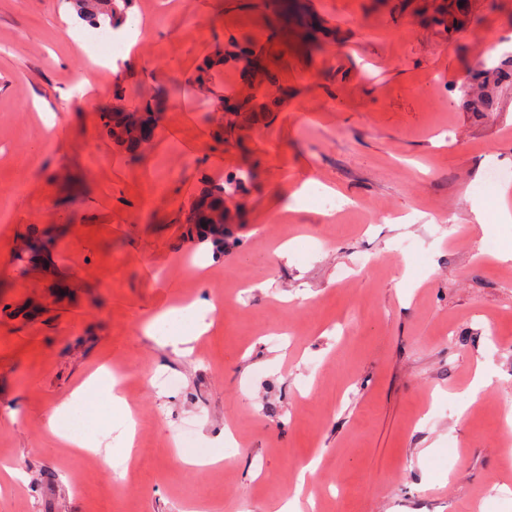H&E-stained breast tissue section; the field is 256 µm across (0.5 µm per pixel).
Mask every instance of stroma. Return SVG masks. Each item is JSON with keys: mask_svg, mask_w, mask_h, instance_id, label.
<instances>
[{"mask_svg": "<svg viewBox=\"0 0 512 512\" xmlns=\"http://www.w3.org/2000/svg\"><path fill=\"white\" fill-rule=\"evenodd\" d=\"M266 2L134 0L139 45L92 72L60 0H0V465L28 477L0 512H277L314 458V512H512V223L472 211L498 205L489 170L512 182V0ZM218 48L213 90L270 106L221 140L196 83ZM153 96L134 158L99 109ZM244 172L200 239L191 199ZM201 294L191 354L147 332ZM105 360L140 422L118 484L43 428ZM187 425L205 452L232 428L221 466L181 462Z\"/></svg>", "mask_w": 512, "mask_h": 512, "instance_id": "stroma-1", "label": "stroma"}]
</instances>
